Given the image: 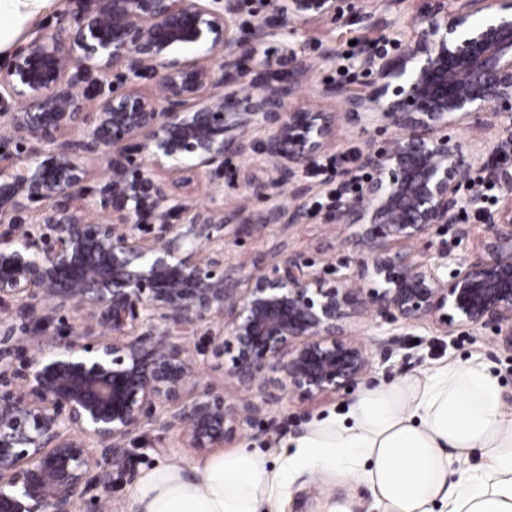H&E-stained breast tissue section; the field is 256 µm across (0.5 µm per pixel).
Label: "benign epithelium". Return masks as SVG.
Here are the masks:
<instances>
[{"label":"benign epithelium","instance_id":"1","mask_svg":"<svg viewBox=\"0 0 512 512\" xmlns=\"http://www.w3.org/2000/svg\"><path fill=\"white\" fill-rule=\"evenodd\" d=\"M236 13L237 0H91L77 21L31 32L0 68V101L20 104L0 110V136L16 144L0 152V512H109L113 471L146 432L218 448L286 391L356 387L370 368L366 346L347 338L358 315L379 318V350L426 320L446 334L490 327L512 346V167L483 168L506 192L499 209L477 189L460 200L477 157L448 133L497 125L494 153L512 154V0H425L410 39L392 32L389 49L359 56L369 83L321 88L343 101L349 123L393 130L360 154L369 176L329 216L356 227V280L325 279L285 241L241 279L225 265L224 210L175 193L223 169L228 153L259 154L274 177L246 187L267 207L232 217L298 224L312 188L297 174L334 135L336 113L286 107L313 68L294 49L281 46L288 77L276 84L237 77L243 56L289 21L336 20L342 0H275L246 47ZM111 75L121 85L88 108L77 78L102 86ZM143 75L158 95L126 87ZM91 159L110 177L86 205ZM142 187L152 224L139 223ZM463 204L490 228L482 252H431L432 229L456 223ZM63 309L83 320L66 336L52 330ZM214 317L222 326L204 334L206 349L232 353L231 406L194 383L189 339Z\"/></svg>","mask_w":512,"mask_h":512}]
</instances>
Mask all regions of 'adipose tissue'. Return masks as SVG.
<instances>
[{
	"label": "adipose tissue",
	"mask_w": 512,
	"mask_h": 512,
	"mask_svg": "<svg viewBox=\"0 0 512 512\" xmlns=\"http://www.w3.org/2000/svg\"><path fill=\"white\" fill-rule=\"evenodd\" d=\"M45 2L0 0V50ZM291 445L272 470L246 450L190 470L155 466L138 478L129 512H261L302 474L367 484L375 512H512V407L477 361L364 388ZM475 456L481 465H472Z\"/></svg>",
	"instance_id": "ef3b65f1"
}]
</instances>
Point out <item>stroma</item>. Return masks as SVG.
<instances>
[{"mask_svg":"<svg viewBox=\"0 0 512 512\" xmlns=\"http://www.w3.org/2000/svg\"><path fill=\"white\" fill-rule=\"evenodd\" d=\"M423 0H401L398 6L385 8L376 5L375 24L359 20L357 14L345 11L336 21L316 20L307 24L298 22L282 29L280 41L294 47L298 54L314 63L313 70L299 83L297 92L288 101L289 108L305 110L318 108L327 112H342L340 99L319 96L324 84L357 86L367 83L368 75L361 73L354 62L364 52L376 49L383 35L396 31L402 37L412 33L411 20L421 8ZM88 0H49L48 5L27 20L18 30L13 44L25 43L29 32L36 28L54 29L67 23L87 7ZM335 46L336 59L322 62L326 46ZM383 135L374 127L362 128L339 119L335 134L327 146L326 156L338 158V172H357L358 155ZM254 158L231 156L226 158L222 171L212 177H203L178 194L197 206L223 208L233 213L239 208L258 210L256 201L248 200L244 178L247 174H260ZM321 193L309 194L305 200L307 217L303 223L290 227L278 224L256 226L250 232L226 229V262L238 275L255 272L257 266L269 259L280 242L290 249L313 259L324 277H357L356 265L347 264L353 256L351 239L354 226L328 222L327 208L321 207ZM467 236H459L457 225L433 229L431 238L435 246L448 249L452 254L467 256L482 251L488 238V227L481 219L466 226ZM480 359L489 365L503 388L504 400L512 406V350L503 347L493 329L462 327L445 335L431 323H423L403 337L400 354L383 359L379 350H372V367L364 379L365 384L376 385L406 374L448 362L465 363ZM353 391L336 394L301 396L287 393L278 403L267 408L250 426L244 427L236 438L226 442L223 450L230 453L242 448L257 452L267 467H274L278 446L288 437L298 435L314 417L339 410L353 398ZM175 432L153 431L144 447L134 449L125 468L113 476L112 512H126L131 488L143 470L169 462L191 467L204 461V454L183 448L176 449ZM373 495L361 482L322 480L308 474L298 477L291 489L286 512H369Z\"/></svg>","mask_w":512,"mask_h":512,"instance_id":"stroma-1","label":"stroma"}]
</instances>
